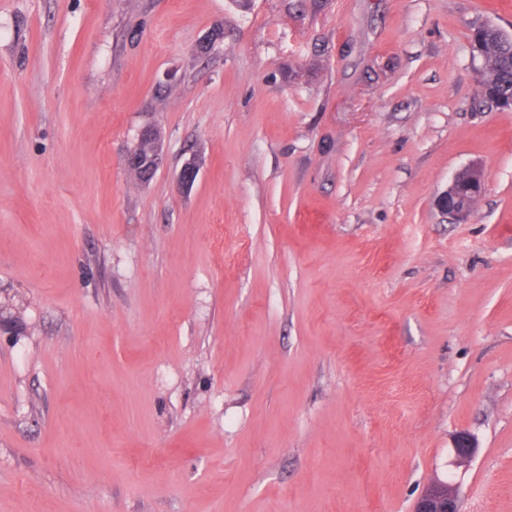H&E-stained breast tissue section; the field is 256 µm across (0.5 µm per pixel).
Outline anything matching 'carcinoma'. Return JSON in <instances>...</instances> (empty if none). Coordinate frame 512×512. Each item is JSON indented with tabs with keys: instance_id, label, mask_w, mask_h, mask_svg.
<instances>
[{
	"instance_id": "obj_1",
	"label": "carcinoma",
	"mask_w": 512,
	"mask_h": 512,
	"mask_svg": "<svg viewBox=\"0 0 512 512\" xmlns=\"http://www.w3.org/2000/svg\"><path fill=\"white\" fill-rule=\"evenodd\" d=\"M471 51L478 53L483 64L478 96L485 103L512 107V37L498 28H478Z\"/></svg>"
}]
</instances>
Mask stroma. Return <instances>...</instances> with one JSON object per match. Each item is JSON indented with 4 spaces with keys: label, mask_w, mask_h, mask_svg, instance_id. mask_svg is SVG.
<instances>
[{
    "label": "stroma",
    "mask_w": 512,
    "mask_h": 512,
    "mask_svg": "<svg viewBox=\"0 0 512 512\" xmlns=\"http://www.w3.org/2000/svg\"><path fill=\"white\" fill-rule=\"evenodd\" d=\"M486 21L512 0H0V512H512ZM137 143H148L151 148L147 153L132 151L127 158V165L130 169L139 172L142 180L148 181L155 174L162 160L161 138L155 129L143 128ZM486 180L483 166L471 164L456 173L439 197V205L458 218H463L472 210L481 197ZM454 445L455 464L458 467L467 465L475 456L478 448L475 438L465 432L456 437ZM460 499L455 484L441 480L432 482L414 506V512H460Z\"/></svg>",
    "instance_id": "stroma-1"
}]
</instances>
